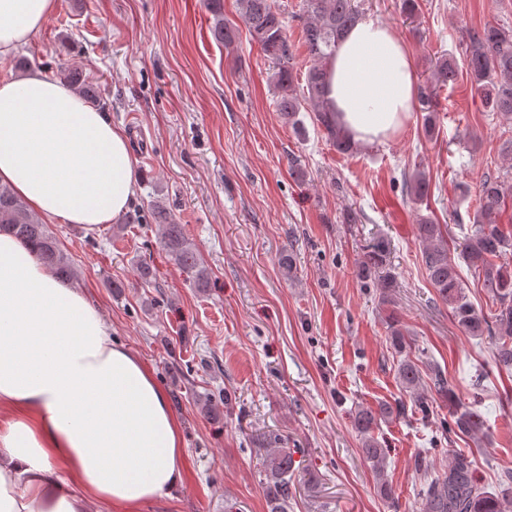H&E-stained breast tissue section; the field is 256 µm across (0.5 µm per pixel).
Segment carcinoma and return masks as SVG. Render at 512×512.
<instances>
[{
    "instance_id": "carcinoma-1",
    "label": "carcinoma",
    "mask_w": 512,
    "mask_h": 512,
    "mask_svg": "<svg viewBox=\"0 0 512 512\" xmlns=\"http://www.w3.org/2000/svg\"><path fill=\"white\" fill-rule=\"evenodd\" d=\"M240 15L252 40L266 60L272 64V84L276 94L277 111L293 128L303 125L300 114L313 113L327 140L341 153L354 150L349 137L336 122V115L327 100V64L344 34L362 18L358 0H300L298 17L302 20V47L310 66L299 85L294 72V45L290 42L284 21V11L275 0H238ZM213 16L212 34L216 42L230 46L236 39V28L224 22V0H206ZM465 66L460 68L447 57L436 60L435 86L458 84L464 78L476 90L486 106L512 127V28L485 25L466 33ZM425 132L436 128V109L433 89L421 91L420 109ZM406 195L414 202L426 199L430 192L429 179L420 171L403 175ZM512 196V174L480 179L476 208L469 215L470 233L464 240L461 253L465 261L478 272L481 287L496 303L492 317L487 318L467 299L460 280L458 266L448 254L447 227L422 215L416 224V239L422 245V262L439 299L448 304L454 321L470 336H487L494 340L493 363L498 369L512 370V266L498 264L495 259L512 251V234L505 231L498 218L507 199ZM154 218L161 230V244L171 260L195 288L209 284V272L202 264L197 248L186 237L183 225L177 224L165 209L156 205ZM0 232L17 237L28 246L35 259L52 268L63 280L74 276L69 257L61 248L47 225L29 211L26 203L7 187L0 186ZM387 245L374 239L366 246L359 279L370 285L386 261ZM390 346L398 355L396 377L401 389L411 395L415 406L427 417L432 413L428 399L420 393L423 388L422 370L408 354V338L397 317L388 324ZM434 392L448 402L451 423L441 429L443 440L455 435H475L481 431L480 415L473 408L459 403L447 376L440 369L431 373ZM403 403L396 407L383 405L379 410L361 408L356 412L354 426L361 438L360 452L374 470L380 494L391 498V486L385 478V453L373 428L380 419L401 413ZM419 477V512H504L505 497L512 495V472L499 477L501 494H492L475 477L470 454H453L448 472L439 475L428 457L417 460ZM265 491L269 512H288L295 502L296 468L293 452L284 447L278 435L266 438L264 461Z\"/></svg>"
}]
</instances>
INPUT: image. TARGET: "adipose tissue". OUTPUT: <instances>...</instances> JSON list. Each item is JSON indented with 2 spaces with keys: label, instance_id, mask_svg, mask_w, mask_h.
Returning a JSON list of instances; mask_svg holds the SVG:
<instances>
[{
  "label": "adipose tissue",
  "instance_id": "adipose-tissue-1",
  "mask_svg": "<svg viewBox=\"0 0 512 512\" xmlns=\"http://www.w3.org/2000/svg\"><path fill=\"white\" fill-rule=\"evenodd\" d=\"M57 0H0V59L27 45ZM328 99L352 142L395 136L417 79L405 43L362 18L329 61ZM0 185L45 221L91 231L138 189L123 130L42 73L0 78ZM182 431L141 359L113 342L83 290L0 234V512H109L180 484Z\"/></svg>",
  "mask_w": 512,
  "mask_h": 512
}]
</instances>
